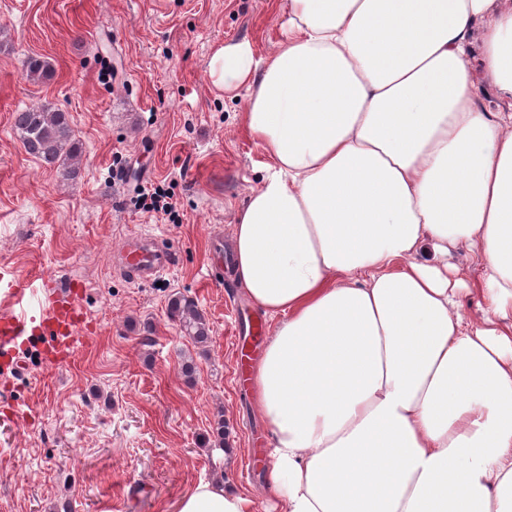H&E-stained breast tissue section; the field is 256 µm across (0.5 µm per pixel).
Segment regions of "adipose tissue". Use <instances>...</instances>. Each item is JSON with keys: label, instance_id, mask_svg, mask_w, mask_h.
<instances>
[{"label": "adipose tissue", "instance_id": "adipose-tissue-1", "mask_svg": "<svg viewBox=\"0 0 512 512\" xmlns=\"http://www.w3.org/2000/svg\"><path fill=\"white\" fill-rule=\"evenodd\" d=\"M495 0H288L263 58L219 46L266 160L233 226L276 317L254 369L275 512H512V114L474 105L472 33L512 100ZM477 259L465 321L448 253ZM220 481L178 512H249Z\"/></svg>", "mask_w": 512, "mask_h": 512}]
</instances>
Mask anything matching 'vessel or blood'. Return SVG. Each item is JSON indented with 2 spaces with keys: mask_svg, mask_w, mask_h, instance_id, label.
Returning a JSON list of instances; mask_svg holds the SVG:
<instances>
[{
  "mask_svg": "<svg viewBox=\"0 0 512 512\" xmlns=\"http://www.w3.org/2000/svg\"><path fill=\"white\" fill-rule=\"evenodd\" d=\"M176 263L177 255L172 249H161L152 243L128 247L121 257L124 271L142 282L155 280ZM0 293L9 297L15 305L10 315L0 318V347L22 345L37 316L42 315L56 327L52 360L59 361L67 356L84 322L77 306L66 301L49 307L42 306L31 283L7 271L0 273Z\"/></svg>",
  "mask_w": 512,
  "mask_h": 512,
  "instance_id": "vessel-or-blood-1",
  "label": "vessel or blood"
}]
</instances>
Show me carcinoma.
<instances>
[{"mask_svg": "<svg viewBox=\"0 0 512 512\" xmlns=\"http://www.w3.org/2000/svg\"><path fill=\"white\" fill-rule=\"evenodd\" d=\"M25 74L39 82L51 78L53 71L48 62L30 57L25 63ZM14 128L27 153L65 177L78 176L80 146L67 113L44 107L25 109L14 113ZM168 315L193 343L208 342L209 324L193 300L183 295L173 296L168 303Z\"/></svg>", "mask_w": 512, "mask_h": 512, "instance_id": "1", "label": "carcinoma"}]
</instances>
